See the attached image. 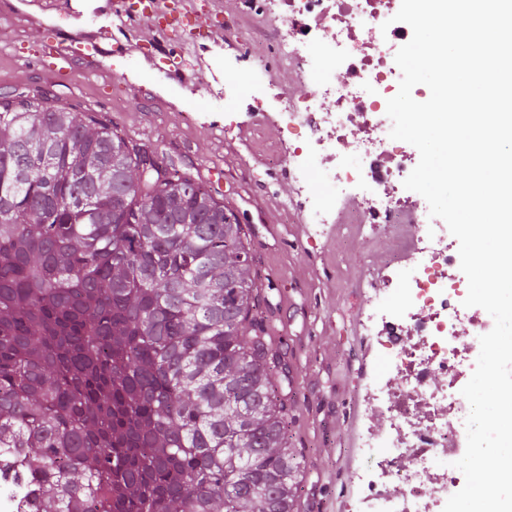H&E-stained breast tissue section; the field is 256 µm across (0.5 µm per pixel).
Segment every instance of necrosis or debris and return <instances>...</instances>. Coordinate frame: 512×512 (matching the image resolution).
Here are the masks:
<instances>
[{
  "label": "necrosis or debris",
  "instance_id": "4bbe7bcc",
  "mask_svg": "<svg viewBox=\"0 0 512 512\" xmlns=\"http://www.w3.org/2000/svg\"><path fill=\"white\" fill-rule=\"evenodd\" d=\"M390 8L391 0H267V30L298 76L314 68L316 88L278 104L228 84L224 98H252L256 115L273 116L287 133L267 154L304 192L312 223L349 224L356 241L377 224L390 238L392 255L367 282L361 319L374 358L385 364L365 400L385 426L361 440L377 465L359 476V502L361 512H443L458 490L459 430L470 410L455 329L467 292L451 283L460 262L455 237L400 194L412 166L383 116L397 90L393 52L411 33L384 27ZM316 159L322 183L312 193ZM438 375L445 379L439 387L432 383ZM402 459L409 462L403 471L395 467ZM394 479L402 484L396 495L387 490ZM27 491L19 461L0 459V512H25Z\"/></svg>",
  "mask_w": 512,
  "mask_h": 512
}]
</instances>
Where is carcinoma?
Segmentation results:
<instances>
[{"instance_id":"obj_1","label":"carcinoma","mask_w":512,"mask_h":512,"mask_svg":"<svg viewBox=\"0 0 512 512\" xmlns=\"http://www.w3.org/2000/svg\"><path fill=\"white\" fill-rule=\"evenodd\" d=\"M245 225L158 149L0 96V455L33 512H294Z\"/></svg>"}]
</instances>
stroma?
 Segmentation results:
<instances>
[{"mask_svg":"<svg viewBox=\"0 0 512 512\" xmlns=\"http://www.w3.org/2000/svg\"><path fill=\"white\" fill-rule=\"evenodd\" d=\"M229 32L212 47L197 85L181 87L165 76L167 41L153 48L154 77L122 58L89 73L75 59L59 78L26 62L35 45L62 43L65 33L98 29L110 19L96 0H0V92L40 90L89 112L133 140L157 147L182 170L206 182L249 229L254 269L272 285L264 315L274 345L288 353L295 407L291 447L304 466L295 512H351L360 496L357 472L369 469L361 436L385 421L364 400V374L379 366L365 348L360 279L382 266L387 237L351 242L343 224L314 229L288 171L267 164L263 144L281 132L274 119L252 118L251 100L224 104L210 88L257 82L265 97L307 94L280 50L262 31L259 0H218ZM270 75L258 77V65Z\"/></svg>","mask_w":512,"mask_h":512,"instance_id":"35a3bbf8","label":"stroma"}]
</instances>
